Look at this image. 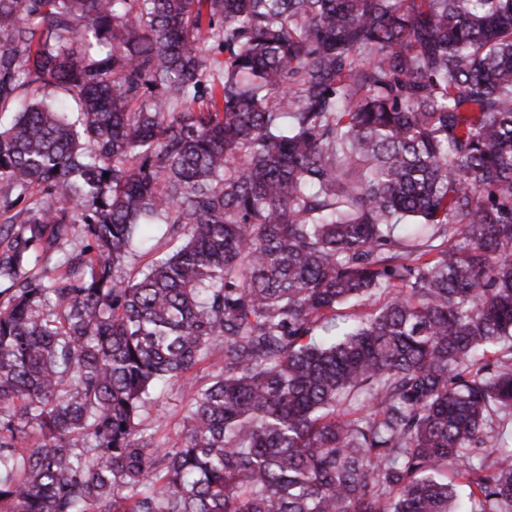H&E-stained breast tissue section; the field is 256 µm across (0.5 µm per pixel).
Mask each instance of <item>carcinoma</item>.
Wrapping results in <instances>:
<instances>
[{
    "label": "carcinoma",
    "mask_w": 512,
    "mask_h": 512,
    "mask_svg": "<svg viewBox=\"0 0 512 512\" xmlns=\"http://www.w3.org/2000/svg\"><path fill=\"white\" fill-rule=\"evenodd\" d=\"M0 114V512H512V0H0ZM183 402V395L177 387L162 395L147 420L148 432L155 433L157 439L176 437L181 428Z\"/></svg>",
    "instance_id": "obj_1"
}]
</instances>
